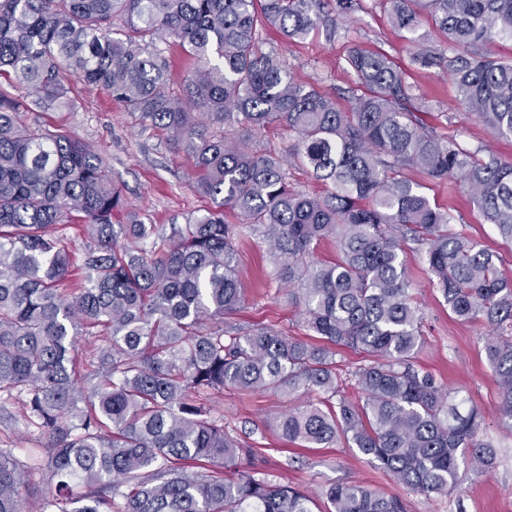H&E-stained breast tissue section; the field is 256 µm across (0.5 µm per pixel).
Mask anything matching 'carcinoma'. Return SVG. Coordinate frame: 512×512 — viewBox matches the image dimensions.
Returning a JSON list of instances; mask_svg holds the SVG:
<instances>
[{
	"label": "carcinoma",
	"instance_id": "obj_1",
	"mask_svg": "<svg viewBox=\"0 0 512 512\" xmlns=\"http://www.w3.org/2000/svg\"><path fill=\"white\" fill-rule=\"evenodd\" d=\"M385 2L391 26L412 34V62L448 73L461 104L512 137V60L474 51L512 41V0ZM353 9V0H0V77L33 95L0 94V391L21 398L25 420L49 437L44 470L55 487L40 512H315L316 498L276 482L224 429L212 399L226 389L309 395L266 426L301 448L342 438L425 496L453 494L462 468L494 467L480 409L415 364L423 313L407 257L424 254L432 287L462 321L512 328V279L405 171L461 184L512 242V161L425 132L404 73L383 54L351 52L357 87L344 112L263 50L266 27L287 41L332 37ZM167 38L194 61L178 78L158 47ZM70 79L165 132L193 159L211 208L170 236L143 218L112 224L123 199L103 158L23 119L26 109L73 106ZM272 124L293 134L288 162L326 193L290 188L282 159L239 136ZM74 213L90 226L78 266L53 230ZM247 232L266 242L305 336L236 319ZM326 241L332 261L317 256ZM80 336L97 344L88 390L77 381ZM340 346L367 358L351 371L356 401L341 395ZM484 351L511 429L512 338L490 335ZM29 495L25 465L0 449V512H24ZM321 499L328 512H407L353 482Z\"/></svg>",
	"mask_w": 512,
	"mask_h": 512
}]
</instances>
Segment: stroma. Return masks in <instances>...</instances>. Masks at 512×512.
<instances>
[{
	"instance_id": "1",
	"label": "stroma",
	"mask_w": 512,
	"mask_h": 512,
	"mask_svg": "<svg viewBox=\"0 0 512 512\" xmlns=\"http://www.w3.org/2000/svg\"><path fill=\"white\" fill-rule=\"evenodd\" d=\"M407 44L406 33L390 25L381 0H356L354 11L339 21L331 39L320 33L287 43L278 30L264 31L265 48L277 49L283 55L292 76L335 95L342 108L348 105L345 93L354 82L348 64L350 50L385 54L404 72L412 104L427 128L462 148H489L502 159L512 160V138L495 136L463 109L447 74L413 65ZM71 96L75 101L72 108L51 106L26 113L24 120L28 125L70 134L93 145L125 199L124 208L113 215V223L128 224L134 216L146 215L152 223L169 228L184 224L210 207V200L197 189V171L191 158L175 152L166 134L138 124L104 89L88 90L76 83ZM406 176L420 184L432 202L450 210L455 229L495 251L502 270L512 276V244L501 239L458 183L433 182L416 170L407 171ZM240 253L239 277L246 302L239 320L303 335L285 288L272 277L273 265L262 238L244 237ZM408 266L413 294L425 316V344L417 364L482 410L484 428L498 451L497 464L488 473H463L459 495L426 497L412 493L342 441L330 448L287 451L284 441L265 425L268 416L288 407L287 397L228 391L216 399V408L223 414L227 430L245 432L248 444L260 448L269 473L277 481L311 492L333 483L354 481L403 498L408 512H512V430L500 423L497 388L483 348L490 327L484 320L464 322L452 314L441 294L430 288L431 274L422 255L409 254ZM47 442L38 428L22 420L16 397L1 394L0 448L12 451L25 464L34 489L24 504L25 512H39L40 498L50 488L42 468Z\"/></svg>"
}]
</instances>
